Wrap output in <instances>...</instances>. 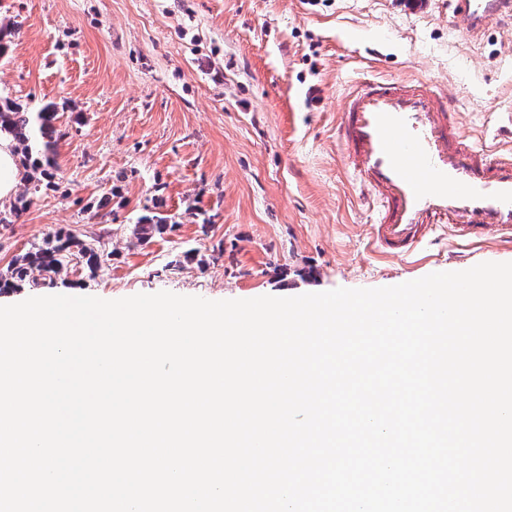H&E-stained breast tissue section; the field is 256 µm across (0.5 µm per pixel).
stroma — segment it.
<instances>
[{
    "label": "stroma",
    "mask_w": 512,
    "mask_h": 512,
    "mask_svg": "<svg viewBox=\"0 0 512 512\" xmlns=\"http://www.w3.org/2000/svg\"><path fill=\"white\" fill-rule=\"evenodd\" d=\"M451 14V0H0V97L55 103L63 132L53 186L0 224V270L61 230L110 253L0 305L292 297L512 262V247L441 234L415 258L376 256L336 141L343 93L377 77L435 84L472 133L512 142V17L470 38ZM152 214L170 228L138 241Z\"/></svg>",
    "instance_id": "1"
}]
</instances>
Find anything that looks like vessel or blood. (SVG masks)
I'll use <instances>...</instances> for the list:
<instances>
[{
    "label": "vessel or blood",
    "mask_w": 512,
    "mask_h": 512,
    "mask_svg": "<svg viewBox=\"0 0 512 512\" xmlns=\"http://www.w3.org/2000/svg\"><path fill=\"white\" fill-rule=\"evenodd\" d=\"M471 37L512 14V0H453ZM336 135L378 218L370 244L383 257L416 255L445 232L467 245L512 244V148L480 144L446 95L421 81L359 82L342 99Z\"/></svg>",
    "instance_id": "b4317fda"
}]
</instances>
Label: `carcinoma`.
<instances>
[{"label": "carcinoma", "instance_id": "cac0c4a2", "mask_svg": "<svg viewBox=\"0 0 512 512\" xmlns=\"http://www.w3.org/2000/svg\"><path fill=\"white\" fill-rule=\"evenodd\" d=\"M56 120L57 108L53 104L43 105L34 115L12 99H0V129L13 134L18 144L19 162L24 169V181L33 184V187L16 198L8 212H0V224L12 223L10 217H16L30 207L34 193L41 187V181L52 182L58 169L52 150L54 136L60 135ZM167 224L166 216L146 215L136 224L135 234L139 240L146 241L152 234L162 232ZM103 256L97 244L84 243L69 234H58L17 256L8 266L7 275L0 276V282L7 284L12 279L23 282L35 272L50 279L73 260L92 264Z\"/></svg>", "mask_w": 512, "mask_h": 512}]
</instances>
